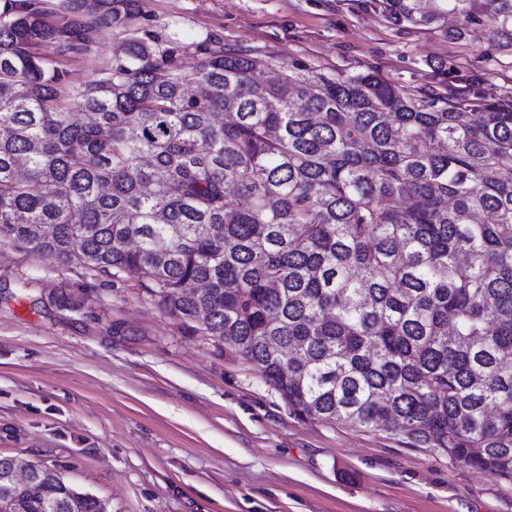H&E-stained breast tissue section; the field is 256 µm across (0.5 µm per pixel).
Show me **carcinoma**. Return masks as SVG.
<instances>
[{
  "label": "carcinoma",
  "mask_w": 512,
  "mask_h": 512,
  "mask_svg": "<svg viewBox=\"0 0 512 512\" xmlns=\"http://www.w3.org/2000/svg\"><path fill=\"white\" fill-rule=\"evenodd\" d=\"M382 4L414 25L452 16L454 39L483 25L512 53V0ZM64 10L0 6V243L135 281L300 416L512 481V103L374 72L262 82L261 58L214 36H138L139 0ZM104 30L128 33L122 54L70 81L54 56H92ZM16 467L0 456V512H105L38 464L11 484Z\"/></svg>",
  "instance_id": "obj_1"
}]
</instances>
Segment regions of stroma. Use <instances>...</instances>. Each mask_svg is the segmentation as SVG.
<instances>
[{
	"label": "stroma",
	"mask_w": 512,
	"mask_h": 512,
	"mask_svg": "<svg viewBox=\"0 0 512 512\" xmlns=\"http://www.w3.org/2000/svg\"><path fill=\"white\" fill-rule=\"evenodd\" d=\"M184 43L268 60L258 78L377 71L414 95L512 97V54L391 18L380 0H139ZM126 35L103 31L97 77ZM83 298L59 309L49 292ZM0 455L57 471L107 512H512V482L399 436L295 415L232 349L180 333L133 282L0 244Z\"/></svg>",
	"instance_id": "stroma-1"
}]
</instances>
